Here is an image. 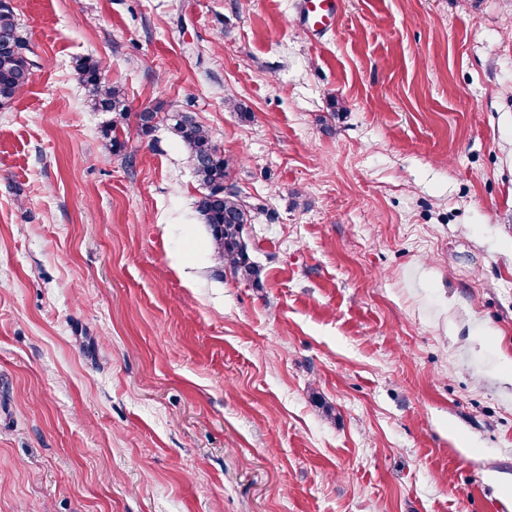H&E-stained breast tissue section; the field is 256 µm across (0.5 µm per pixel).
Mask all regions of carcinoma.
<instances>
[{"mask_svg": "<svg viewBox=\"0 0 512 512\" xmlns=\"http://www.w3.org/2000/svg\"><path fill=\"white\" fill-rule=\"evenodd\" d=\"M35 57L13 9L0 0V108L11 104L28 85L36 67ZM77 70L90 105L113 114L104 137L109 140L110 148L120 147L117 129L128 112L122 88L108 83L99 61L85 59L77 65ZM169 121L172 132L187 150L195 177L205 189L198 201V212L208 227L215 259L237 278L260 280L261 270L249 260L244 240L245 226L254 220L253 211L238 190L226 186L230 164L224 152L192 115L173 113Z\"/></svg>", "mask_w": 512, "mask_h": 512, "instance_id": "carcinoma-1", "label": "carcinoma"}]
</instances>
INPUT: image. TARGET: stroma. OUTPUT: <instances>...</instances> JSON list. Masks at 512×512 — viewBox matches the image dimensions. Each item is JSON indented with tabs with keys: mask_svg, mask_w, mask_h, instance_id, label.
<instances>
[{
	"mask_svg": "<svg viewBox=\"0 0 512 512\" xmlns=\"http://www.w3.org/2000/svg\"><path fill=\"white\" fill-rule=\"evenodd\" d=\"M8 2L0 512H512V0ZM147 109L223 151L260 283ZM15 49H12V48ZM36 54L20 30L13 9L0 1V108L11 104L28 85ZM336 3L337 0H303V9L314 28L327 29L336 19L337 12L334 13ZM77 70L90 105L97 111L114 114L111 125L103 135L109 140L111 150L120 147L117 129L128 112L122 88L108 83L104 75V66L100 61L85 59L77 65Z\"/></svg>",
	"mask_w": 512,
	"mask_h": 512,
	"instance_id": "1",
	"label": "stroma"
}]
</instances>
